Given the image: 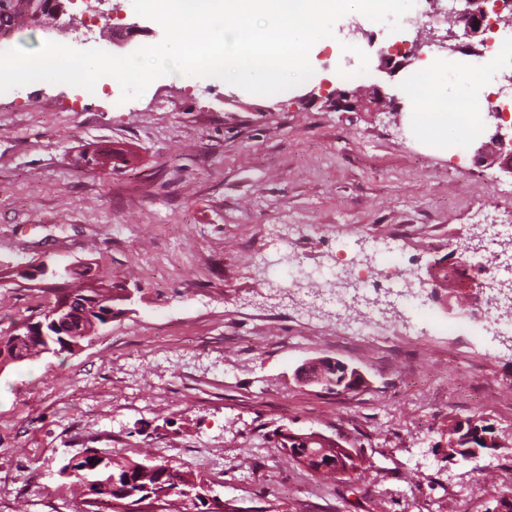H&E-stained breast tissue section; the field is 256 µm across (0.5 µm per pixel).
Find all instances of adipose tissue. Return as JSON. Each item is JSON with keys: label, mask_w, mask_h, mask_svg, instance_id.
Returning a JSON list of instances; mask_svg holds the SVG:
<instances>
[{"label": "adipose tissue", "mask_w": 512, "mask_h": 512, "mask_svg": "<svg viewBox=\"0 0 512 512\" xmlns=\"http://www.w3.org/2000/svg\"><path fill=\"white\" fill-rule=\"evenodd\" d=\"M482 83L481 72L439 58L416 66L406 80L413 102L409 120L416 137L443 152L458 141L478 137Z\"/></svg>", "instance_id": "obj_1"}]
</instances>
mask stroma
I'll list each match as a JSON object with an SVG mask.
<instances>
[{
    "instance_id": "stroma-1",
    "label": "stroma",
    "mask_w": 512,
    "mask_h": 512,
    "mask_svg": "<svg viewBox=\"0 0 512 512\" xmlns=\"http://www.w3.org/2000/svg\"><path fill=\"white\" fill-rule=\"evenodd\" d=\"M73 27H19L0 48L53 41L124 56L163 29L131 0H73ZM140 34L121 43L124 25ZM334 34L361 64L346 90L382 85L405 102L406 73L379 69L388 36L359 15ZM336 53L312 81L276 98L217 77L152 81L122 101L118 82L86 90L36 81L0 93V337L38 314L62 278L41 264L91 267L118 315L74 352L0 370V512H81L61 469L87 451L168 461L201 476L240 512H491L512 486V347L447 309L440 276L479 208L512 225V196L491 187L499 166L476 149L495 127L449 152L421 147L406 112H343ZM278 224H311L291 245L309 267L395 249L416 297L381 314L378 341L349 333L352 312L300 316L255 259H278ZM329 357L360 370L343 392L302 383ZM477 417L499 450L448 459V422ZM312 431L366 459L363 474L324 481L280 450L282 431Z\"/></svg>"
}]
</instances>
